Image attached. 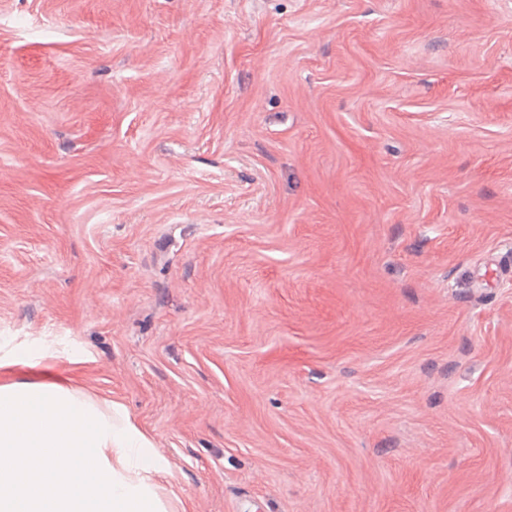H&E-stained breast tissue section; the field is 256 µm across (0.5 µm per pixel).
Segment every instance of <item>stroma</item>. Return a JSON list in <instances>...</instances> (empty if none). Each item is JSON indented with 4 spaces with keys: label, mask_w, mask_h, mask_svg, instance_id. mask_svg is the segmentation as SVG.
Segmentation results:
<instances>
[{
    "label": "stroma",
    "mask_w": 512,
    "mask_h": 512,
    "mask_svg": "<svg viewBox=\"0 0 512 512\" xmlns=\"http://www.w3.org/2000/svg\"><path fill=\"white\" fill-rule=\"evenodd\" d=\"M19 381L168 512H512V0H0Z\"/></svg>",
    "instance_id": "1"
}]
</instances>
